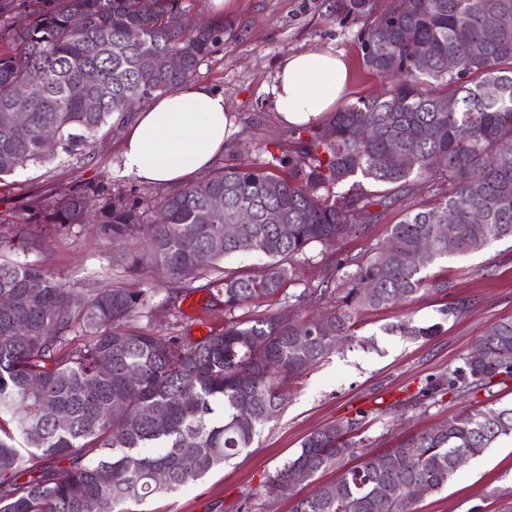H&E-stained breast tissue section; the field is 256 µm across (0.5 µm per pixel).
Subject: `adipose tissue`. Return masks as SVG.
I'll return each instance as SVG.
<instances>
[{"label":"adipose tissue","instance_id":"adipose-tissue-1","mask_svg":"<svg viewBox=\"0 0 512 512\" xmlns=\"http://www.w3.org/2000/svg\"><path fill=\"white\" fill-rule=\"evenodd\" d=\"M347 80L341 56L310 50L282 60L270 93L284 124L308 126L333 109ZM235 132L223 94L187 82L138 109L124 131L121 169L146 183L180 185L205 171Z\"/></svg>","mask_w":512,"mask_h":512}]
</instances>
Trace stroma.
<instances>
[{
    "mask_svg": "<svg viewBox=\"0 0 512 512\" xmlns=\"http://www.w3.org/2000/svg\"><path fill=\"white\" fill-rule=\"evenodd\" d=\"M335 10L336 0H233L225 10L231 27L196 75L197 81L223 93L237 126L213 167L246 159L260 167L274 163L275 174L288 176V158L300 131L281 122L269 95L286 56L310 49L342 54L349 82L341 104L383 90V79L361 64L358 35L365 19L343 18ZM122 139L119 132L100 138L83 160L63 156L42 167L17 170L10 186H0V211L23 216L31 200L93 185L113 198L138 202L142 223L150 224L154 200L164 188L122 173L117 165ZM391 197L390 207H374L375 219L363 233L344 236L328 250L310 248L297 268L298 283H318L338 255L385 240L414 203L401 191H392ZM25 230L37 246L14 247L12 259L36 263L78 290H146L157 312L137 324L158 336L176 334L194 342L224 326V298L209 277L177 282L150 265L131 266L121 257L123 244L98 224H29ZM425 273L447 283V295L421 292L394 307L362 311L358 342L290 385L287 407L260 430L251 447L179 491L148 498L138 512H238L244 491L274 474L307 436L360 410L366 416L359 440L381 451L420 430L450 423L463 411L511 406L512 377L495 379L463 399L440 396L426 408L415 405L414 397L427 379L461 366L473 340L489 325L512 318V239L491 242L475 254L434 261ZM298 283L287 284V291H296ZM456 300L467 301V312L443 316L445 303ZM406 319L422 326L436 323L440 329L417 340L393 333V325ZM415 512H512V446L499 443L466 462L444 489L416 502Z\"/></svg>",
    "mask_w": 512,
    "mask_h": 512,
    "instance_id": "1",
    "label": "stroma"
}]
</instances>
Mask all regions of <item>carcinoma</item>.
I'll return each mask as SVG.
<instances>
[{
  "mask_svg": "<svg viewBox=\"0 0 512 512\" xmlns=\"http://www.w3.org/2000/svg\"><path fill=\"white\" fill-rule=\"evenodd\" d=\"M183 0H27L26 23L0 34V178L65 154L81 158L101 135L120 129L131 104L174 91L197 74L224 42L222 18L200 21ZM336 14L366 18L359 33L363 65L389 83L331 114L289 157L285 178L250 163L221 167L159 198L136 263L182 277L200 251L209 253L211 281L224 295V328L190 343L160 339L134 321L146 291L69 288L42 267L5 257L14 237L0 233V294L20 298L0 312V512H131L149 497L174 492L248 448L258 428L288 403L284 386L357 340L356 315L398 305L448 285L423 275L414 261L423 240L433 259L472 254L512 238V0H336ZM504 14L500 26L487 25ZM169 54L182 57L177 71ZM94 71L99 82L85 81ZM38 77L30 95L17 90ZM23 123L16 125L13 116ZM53 126L57 144L41 138ZM361 177L423 195L419 207L392 225L386 241L336 260L316 285L285 292L313 245L336 247L374 220L370 208L389 195L335 196ZM448 189L441 194L435 184ZM224 210L209 211L215 195ZM479 205L484 219L473 223ZM243 206L254 222L224 238ZM27 222L103 225L124 240L140 224L138 203L112 201L86 186L28 207ZM290 227L288 234L281 225ZM259 254L265 273L219 269L224 258ZM39 281L38 292L28 284ZM282 297L284 307L311 309L284 320L243 309ZM439 325L408 319L401 336L434 335ZM83 342L70 346V333ZM499 375H512V319L491 324L463 365L432 378L416 397L437 402L465 395ZM364 412L324 427L303 442L265 483L244 493L248 509L268 497H292L293 475L313 481L322 469L355 453L347 435ZM512 436V407L466 413L383 451L358 455L339 479L314 487L291 512H414L405 487L440 491L456 474V455L473 458ZM61 461L68 466L59 467ZM167 479H157L160 472ZM29 479L19 483L22 475Z\"/></svg>",
  "mask_w": 512,
  "mask_h": 512,
  "instance_id": "cac0c4a2",
  "label": "carcinoma"
}]
</instances>
